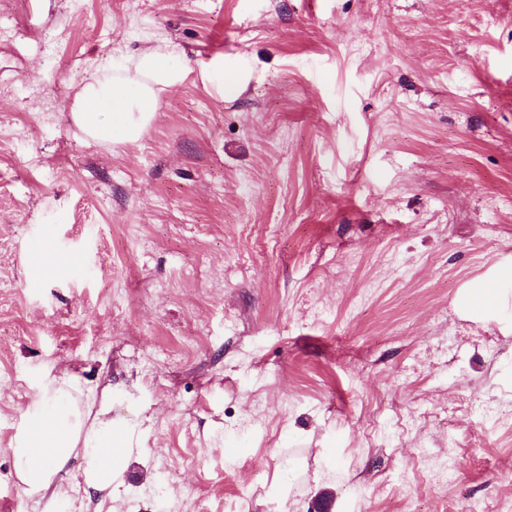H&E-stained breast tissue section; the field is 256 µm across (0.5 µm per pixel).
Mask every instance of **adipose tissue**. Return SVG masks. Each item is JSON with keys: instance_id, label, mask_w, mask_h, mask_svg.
Instances as JSON below:
<instances>
[{"instance_id": "1", "label": "adipose tissue", "mask_w": 512, "mask_h": 512, "mask_svg": "<svg viewBox=\"0 0 512 512\" xmlns=\"http://www.w3.org/2000/svg\"><path fill=\"white\" fill-rule=\"evenodd\" d=\"M183 54V48L170 41L102 66L75 97L76 125L98 142L136 140L154 119L162 94L186 80L189 71L178 62ZM89 100L98 103V112H85ZM74 389L72 379L46 378L28 406L11 450L24 494L45 501L46 512H55L62 496L56 478L72 459H80L88 488L111 492L123 486L128 462L136 452L133 428L110 419L111 396L81 401L74 398Z\"/></svg>"}]
</instances>
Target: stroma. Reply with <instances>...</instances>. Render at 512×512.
<instances>
[{
  "mask_svg": "<svg viewBox=\"0 0 512 512\" xmlns=\"http://www.w3.org/2000/svg\"><path fill=\"white\" fill-rule=\"evenodd\" d=\"M0 29L14 512H43L10 445L52 376L143 448L110 494L71 461L57 512L512 499V414L480 408L512 404V0H0ZM167 40L191 73L141 136L83 135L84 78Z\"/></svg>",
  "mask_w": 512,
  "mask_h": 512,
  "instance_id": "1",
  "label": "stroma"
}]
</instances>
